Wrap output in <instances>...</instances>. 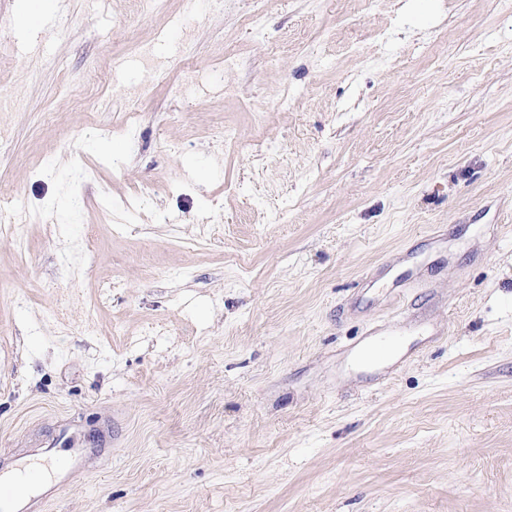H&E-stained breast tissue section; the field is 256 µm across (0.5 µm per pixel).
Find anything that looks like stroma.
<instances>
[{"label": "stroma", "instance_id": "1", "mask_svg": "<svg viewBox=\"0 0 512 512\" xmlns=\"http://www.w3.org/2000/svg\"><path fill=\"white\" fill-rule=\"evenodd\" d=\"M12 86L0 457L91 451L45 512H512V0H0Z\"/></svg>", "mask_w": 512, "mask_h": 512}]
</instances>
